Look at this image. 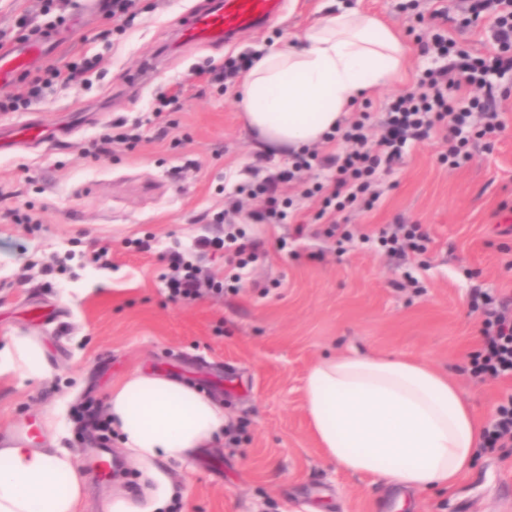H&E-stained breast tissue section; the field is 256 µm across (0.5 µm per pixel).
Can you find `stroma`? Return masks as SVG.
<instances>
[{
	"instance_id": "1",
	"label": "stroma",
	"mask_w": 512,
	"mask_h": 512,
	"mask_svg": "<svg viewBox=\"0 0 512 512\" xmlns=\"http://www.w3.org/2000/svg\"><path fill=\"white\" fill-rule=\"evenodd\" d=\"M202 0H137L125 32L104 10L69 0L66 11L42 0H0L6 45L30 30L59 26L48 62L64 65L83 53L98 59L85 82L44 86L28 108L0 112V127L28 112L48 124L47 147L0 153V341L21 329L40 336L52 377L41 383L0 378V439L34 423L31 444L50 446L44 415L61 412L56 442L78 455L81 468L108 454L120 477L86 484L80 512H103L121 493L144 500L149 487L127 462L117 439L101 442L80 424L87 402L105 404L112 387L136 369L173 373L224 402L231 431L185 464L175 482L190 480L177 512H396L401 489L345 472L311 432L303 385L310 365L351 350L417 357L448 375L481 426L512 394V375L478 381L469 374L482 345L480 292L512 300V72L492 74L505 129L493 141L472 139L458 168L441 159L442 130L406 146L402 162L377 179L381 197L364 212L342 213L351 233L338 239L315 220L316 198L289 189L302 236L292 223L248 224L256 257L242 281L222 293L172 301L163 280L165 257L179 251L202 277L231 274L227 254L199 250L203 237L224 236L213 221L254 166L271 174L285 157L261 162L240 119L239 80L208 84L202 69L225 57L291 44L340 0H288L280 20L246 31L219 47L177 41L178 22ZM398 34L407 49L401 80L373 88L350 117L367 115L380 131L387 103L443 58L420 53L423 20L434 10L467 15L466 0H358ZM154 61L152 76L131 75ZM180 97L178 110L161 103ZM137 136L94 157L103 136ZM419 225L424 252L392 254L382 231ZM151 244L136 249L135 240ZM109 248L110 262L94 254ZM412 512H512V445L477 448L472 468L447 490L413 498Z\"/></svg>"
}]
</instances>
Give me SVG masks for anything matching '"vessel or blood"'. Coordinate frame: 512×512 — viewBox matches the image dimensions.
<instances>
[{
    "mask_svg": "<svg viewBox=\"0 0 512 512\" xmlns=\"http://www.w3.org/2000/svg\"><path fill=\"white\" fill-rule=\"evenodd\" d=\"M282 6L283 0H206L182 18L176 36L187 44L221 45L240 32L264 28L278 17ZM46 43V37L40 36L0 51V87L13 83L17 70L40 58L47 50ZM46 143L45 126L35 116L0 132V145L14 150Z\"/></svg>",
    "mask_w": 512,
    "mask_h": 512,
    "instance_id": "obj_1",
    "label": "vessel or blood"
}]
</instances>
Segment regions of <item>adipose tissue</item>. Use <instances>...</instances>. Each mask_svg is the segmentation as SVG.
Here are the masks:
<instances>
[{"instance_id": "obj_1", "label": "adipose tissue", "mask_w": 512, "mask_h": 512, "mask_svg": "<svg viewBox=\"0 0 512 512\" xmlns=\"http://www.w3.org/2000/svg\"><path fill=\"white\" fill-rule=\"evenodd\" d=\"M405 58L396 33L357 9L327 13L295 43L269 49L241 82L244 123L257 150L286 154L323 142L364 92L400 76ZM50 375L41 337L17 331L0 343V378ZM305 408L329 459L411 493L448 487L467 472L482 434L447 375L411 358L324 356L307 372ZM106 412L121 448L153 487L146 502L117 495L104 512H170L191 485L175 483L167 463L186 462L223 438L228 424L223 401L141 369L113 386ZM83 495L71 450L0 442V512H78Z\"/></svg>"}]
</instances>
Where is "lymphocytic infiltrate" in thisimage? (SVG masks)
<instances>
[{
  "mask_svg": "<svg viewBox=\"0 0 512 512\" xmlns=\"http://www.w3.org/2000/svg\"><path fill=\"white\" fill-rule=\"evenodd\" d=\"M473 14L492 18L493 27L501 43L498 53L490 57H474L459 49L456 41L437 31L421 42L422 52H436L447 57L446 68L430 70L418 78L416 84L401 93L388 107V117L379 137L367 132L364 120L358 119L345 127L341 138L347 148L343 152L319 156L317 151L305 150L296 156L292 165L282 167L276 174L258 184H245L239 191L259 202L248 213L254 224H278L286 217L279 207L282 187H301L303 196L323 193L322 208L317 219L327 220L332 230H340L337 213L346 208L372 210L379 200L374 189L378 170H391L402 159L408 140H424L439 127L445 128L448 150L443 158L449 167L457 168L468 159L467 147L472 137L495 136L504 125L497 112L494 88L488 79L490 71L512 70V0H472ZM92 59L81 64L46 67L47 82L67 86L87 74ZM42 81V82H45ZM42 82L20 83L7 100H0V110L6 104L30 101L38 96ZM482 115L483 125H476L475 115ZM334 169L328 185H307L303 173L310 170L313 161ZM169 272L165 276L171 299L194 300L215 284L203 280L194 265L181 253L172 252L166 257ZM481 308L483 321V348L472 359L471 375L478 380L512 375V310L497 305L495 299L483 294L474 299Z\"/></svg>",
  "mask_w": 512,
  "mask_h": 512,
  "instance_id": "lymphocytic-infiltrate-1",
  "label": "lymphocytic infiltrate"
}]
</instances>
